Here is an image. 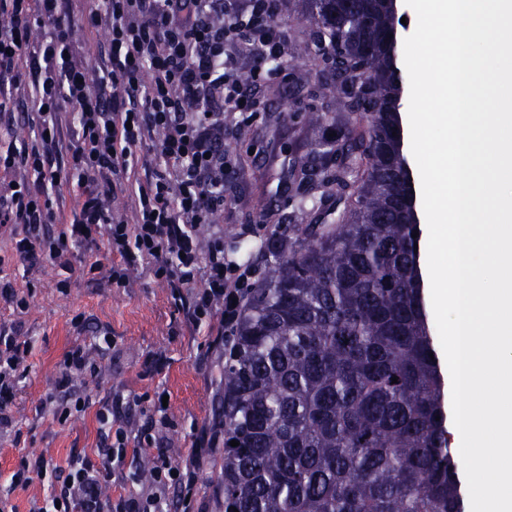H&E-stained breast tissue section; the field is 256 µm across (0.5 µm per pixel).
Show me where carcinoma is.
Returning <instances> with one entry per match:
<instances>
[{
  "label": "carcinoma",
  "mask_w": 512,
  "mask_h": 512,
  "mask_svg": "<svg viewBox=\"0 0 512 512\" xmlns=\"http://www.w3.org/2000/svg\"><path fill=\"white\" fill-rule=\"evenodd\" d=\"M299 2L293 53L325 108L308 118L336 136L292 184L320 192L315 223L272 242L224 346V512H463L412 238L396 0Z\"/></svg>",
  "instance_id": "1"
}]
</instances>
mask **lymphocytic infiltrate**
Segmentation results:
<instances>
[{
	"label": "lymphocytic infiltrate",
	"mask_w": 512,
	"mask_h": 512,
	"mask_svg": "<svg viewBox=\"0 0 512 512\" xmlns=\"http://www.w3.org/2000/svg\"><path fill=\"white\" fill-rule=\"evenodd\" d=\"M66 0H0V126L12 129L17 115L36 111V145L0 149V226L10 228L12 253L36 266L50 261L70 266L73 247L104 246L90 271L107 269L109 281L128 284L139 267L164 280L175 308L193 324L217 320L213 348L224 345L242 312L241 301L255 287L258 271L224 255V230L216 222L224 208V174L232 161L224 150V117L240 124L256 117L255 91L267 61L280 58L284 40L273 23L276 0H96L83 17L85 28L104 30L98 54L104 78L91 85L75 54ZM44 27L33 38L34 27ZM253 62L251 82L240 59ZM33 101L15 97L21 86ZM77 113L70 125L67 108ZM158 147L148 172L137 169L135 151ZM80 176L72 219L57 224V184L62 167ZM133 205L132 223L114 222L117 193ZM209 227L208 241L199 230ZM29 354L27 342L0 329V428L12 423L8 406ZM96 366L85 346L65 353L44 405L58 422L80 407L95 410L102 440L92 453L70 456L49 467L43 457L23 459L12 475L15 486L53 472L49 499L32 512H163L171 488L194 493L189 473L174 471L168 456L170 425L130 435L117 414V393L99 401L76 395L77 378H91ZM158 452L147 491L103 498L106 484L122 481L131 448Z\"/></svg>",
	"instance_id": "1"
}]
</instances>
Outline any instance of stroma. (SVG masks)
I'll list each match as a JSON object with an SVG mask.
<instances>
[{
    "mask_svg": "<svg viewBox=\"0 0 512 512\" xmlns=\"http://www.w3.org/2000/svg\"><path fill=\"white\" fill-rule=\"evenodd\" d=\"M88 0H70L69 17L78 24ZM106 38L101 30L80 28L78 44L91 80L101 76L97 47ZM308 62L282 58L269 69L259 88L264 103L240 136L232 119L224 121V148L236 162L224 177V253L240 263L259 254L276 234H291L293 225L310 221L309 205L292 191L291 173L299 169L324 129L309 124L307 115L316 101L310 88L299 87V74ZM92 251L77 248L71 261L76 269L68 289H61L60 270L45 262L35 270L12 258L7 231L0 229V279L12 282L28 306L16 311L0 301V326L14 327L31 346L27 369L9 407L13 426L0 432V495L8 496L17 512H30L49 494L46 483L33 480L26 488L10 489V478L23 457L44 456L62 462L75 453H88L98 442L94 410L75 414L59 423L40 406L51 389L66 351L80 343L89 348L98 375L89 389L98 398L120 391L136 397L125 413L128 429L138 433L151 419L156 393L166 392L167 414L173 425L168 454L172 465L196 475L190 502L171 495L165 512H224L222 494L223 449L200 460L186 452L197 429L220 415L224 392V359L211 347L207 328L193 329L170 302L165 281L135 270L127 287L108 284L104 272L84 273ZM83 316V328L73 320ZM115 337L114 349H99L100 332Z\"/></svg>",
    "mask_w": 512,
    "mask_h": 512,
    "instance_id": "35a3bbf8",
    "label": "stroma"
}]
</instances>
